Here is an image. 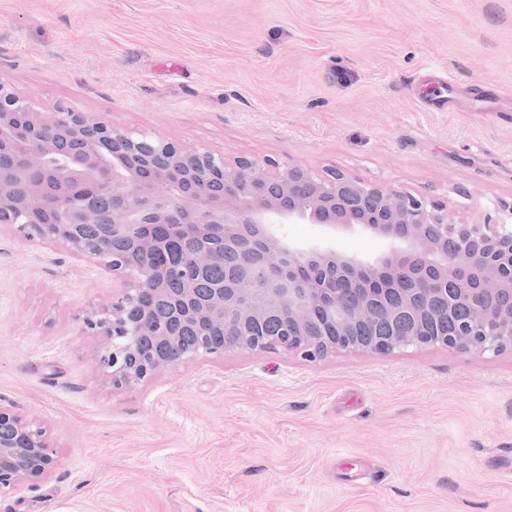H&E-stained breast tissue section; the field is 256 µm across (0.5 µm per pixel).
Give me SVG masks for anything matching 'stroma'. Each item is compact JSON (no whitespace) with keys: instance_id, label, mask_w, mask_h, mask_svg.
Returning <instances> with one entry per match:
<instances>
[{"instance_id":"35a3bbf8","label":"stroma","mask_w":512,"mask_h":512,"mask_svg":"<svg viewBox=\"0 0 512 512\" xmlns=\"http://www.w3.org/2000/svg\"><path fill=\"white\" fill-rule=\"evenodd\" d=\"M0 82L454 223L512 201V0H0ZM111 299L94 262L0 228V399L59 446L0 512H512V353L242 352L116 390L82 323Z\"/></svg>"}]
</instances>
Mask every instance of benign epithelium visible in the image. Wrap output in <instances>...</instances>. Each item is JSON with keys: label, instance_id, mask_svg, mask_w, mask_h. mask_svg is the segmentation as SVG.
Segmentation results:
<instances>
[{"label": "benign epithelium", "instance_id": "1", "mask_svg": "<svg viewBox=\"0 0 512 512\" xmlns=\"http://www.w3.org/2000/svg\"><path fill=\"white\" fill-rule=\"evenodd\" d=\"M0 224L112 273L110 306L83 324L106 337L99 364L114 389L245 351L309 362L512 351V203L452 224L440 200L339 168L228 160L64 104L46 110L0 82ZM289 224L318 231L296 242ZM339 231L376 234L386 250L343 254ZM175 241L182 263H159ZM219 264L224 279L209 281ZM58 464L48 427L0 402V494L36 487Z\"/></svg>", "mask_w": 512, "mask_h": 512}]
</instances>
